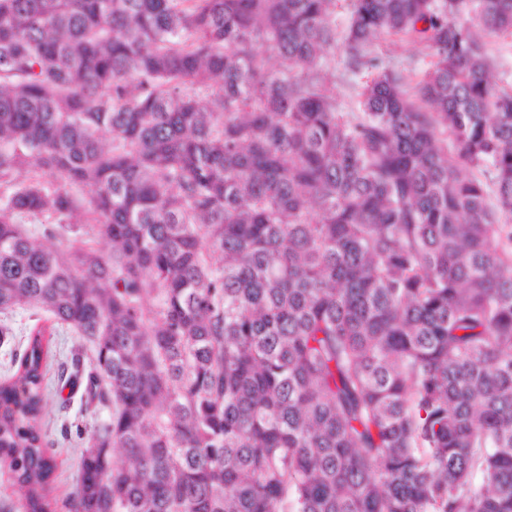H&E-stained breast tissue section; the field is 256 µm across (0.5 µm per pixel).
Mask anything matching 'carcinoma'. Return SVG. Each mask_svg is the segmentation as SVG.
Returning <instances> with one entry per match:
<instances>
[{"label":"carcinoma","instance_id":"carcinoma-1","mask_svg":"<svg viewBox=\"0 0 512 512\" xmlns=\"http://www.w3.org/2000/svg\"><path fill=\"white\" fill-rule=\"evenodd\" d=\"M335 6L0 0V312L50 321L0 380L22 512H512V0H350L358 116ZM58 327L108 410L61 505ZM348 0H338L336 5V14L334 21L336 25V56L335 62H332L329 71V76L332 81L336 82V96L340 102L341 112H363V82L361 75L353 76L344 70L342 64V48L340 38L342 32L348 23ZM377 49L381 52L388 51V54L395 58L398 69H405L404 74L407 76L410 86L415 84L430 61V57L422 45L393 42L391 37L380 40ZM486 49L494 62V73L512 80V37L500 36L487 40ZM83 345V341L71 329L58 330L56 335L52 336V351L54 360L51 361L50 374L55 375L57 372V361H65L66 356L69 354L71 349L80 348Z\"/></svg>","mask_w":512,"mask_h":512}]
</instances>
